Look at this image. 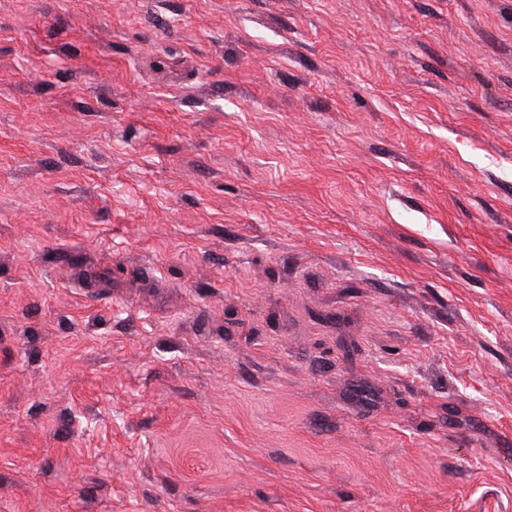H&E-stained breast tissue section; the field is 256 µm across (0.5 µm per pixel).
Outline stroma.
I'll list each match as a JSON object with an SVG mask.
<instances>
[{
    "label": "stroma",
    "instance_id": "obj_1",
    "mask_svg": "<svg viewBox=\"0 0 512 512\" xmlns=\"http://www.w3.org/2000/svg\"><path fill=\"white\" fill-rule=\"evenodd\" d=\"M0 512H512V0H0Z\"/></svg>",
    "mask_w": 512,
    "mask_h": 512
}]
</instances>
